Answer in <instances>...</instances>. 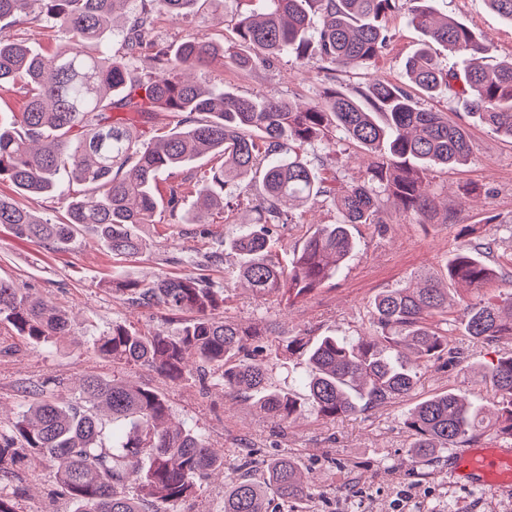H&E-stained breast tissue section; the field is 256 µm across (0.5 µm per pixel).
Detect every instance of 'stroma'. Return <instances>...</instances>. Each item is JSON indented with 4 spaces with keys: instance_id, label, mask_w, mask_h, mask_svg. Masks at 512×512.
I'll list each match as a JSON object with an SVG mask.
<instances>
[{
    "instance_id": "35a3bbf8",
    "label": "stroma",
    "mask_w": 512,
    "mask_h": 512,
    "mask_svg": "<svg viewBox=\"0 0 512 512\" xmlns=\"http://www.w3.org/2000/svg\"><path fill=\"white\" fill-rule=\"evenodd\" d=\"M433 7L454 16L490 44L494 59L512 58V23L491 10L486 0H434ZM251 8L250 0H224L223 21L218 25L211 24L212 13L207 9L178 21L162 15L156 18L151 36L172 45L186 34L198 33L231 47L237 42L239 15ZM389 27V43L365 71L346 67L330 76L319 61H299L288 55L250 71L217 62L195 71L193 78L242 96L261 94L296 103L319 99L330 86L351 89L368 76L400 82L423 35L409 24L403 9L390 18ZM10 32L43 54L66 41L62 30L44 21H25ZM420 105L463 123L473 146L465 164L438 167L431 173L436 213L423 222L411 216L398 218L383 232L359 225L355 230L358 248L346 268L291 304L276 296L256 297L231 276L237 257L227 243L255 217L246 204L229 213L210 211L202 226L176 223L167 210H159L156 224L144 231L143 254L127 260L112 257L88 232L70 249L54 252L0 226V278L52 300L73 318L71 335L55 348L34 349L14 333H0V422L15 419L23 401V384L48 377L68 381L88 374L111 378V362L94 354L89 342L112 324L145 333L167 328L165 312L136 308L112 295L106 283L118 271L150 281L164 273L181 272L180 258L193 257L196 273L233 293L232 316L271 327L274 340L283 343L296 336L371 333L373 298L422 273L443 275L452 250L468 235L497 241L488 260L501 266L502 275L482 289V298L512 291V141L469 116L453 98L424 97ZM304 152L312 161L326 158L328 173L336 175L342 186L361 179L369 161L362 150L342 140L332 146L315 142L305 146ZM59 182L62 194L22 196L19 204L43 219L57 221L67 196L87 191L65 174ZM296 216V223L280 230L279 257L286 264L317 225L336 221V211L327 201L297 210ZM453 344L465 358V370L451 371L438 364L422 376L413 392L387 406L333 420L309 408L283 429L251 402L224 389L203 386L195 377L175 385L139 366L122 370L120 376L163 393L179 418L197 428L209 445L223 450L225 466H236L247 446L265 455L295 457L309 468L313 484L312 494L298 505L300 512H512V491L491 494L450 477L455 449L440 452L432 463L410 455V437L403 425L408 411L448 390L492 406L490 387L474 371L512 351L509 336L487 344L458 332ZM0 485L9 490L23 487L15 500L17 512H68L70 507L53 468L44 464L1 478Z\"/></svg>"
}]
</instances>
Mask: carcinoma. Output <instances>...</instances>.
I'll use <instances>...</instances> for the list:
<instances>
[{
    "mask_svg": "<svg viewBox=\"0 0 512 512\" xmlns=\"http://www.w3.org/2000/svg\"><path fill=\"white\" fill-rule=\"evenodd\" d=\"M132 2L0 0V21L45 19L68 35L65 45L46 55L0 29V90L18 80L25 84L22 111L0 117V180L19 195L52 194L60 190L58 172L67 168L90 189L70 198L56 224L0 195V224L21 238L61 250L87 231L112 255L135 257L145 246L142 228L156 223L160 201L167 200L174 212L185 191L181 184L161 189V172L218 155L221 166L191 188L204 206L224 210L225 186L248 190L251 175L261 174V191L251 200L257 218L229 243L239 258L236 278L258 297L291 301L336 276L356 248L358 225L384 227L394 212L429 217L435 206L425 190L428 171L470 159L465 128L422 108L419 97L451 93L467 113L512 139V59L485 63L490 45L458 20L439 16L431 0H405L408 22L427 37L408 61L406 81L379 78L349 92L330 87L304 109L274 97L201 86L182 79V72L217 59L246 70L288 54L298 60L314 56L328 72L367 68L387 41L388 19L400 0H260L263 7L237 24L246 55L194 34L174 48L150 39L155 15L187 16L198 0H139L140 7L125 10ZM124 10V53L116 57L104 40ZM434 43L456 53V68L440 65ZM146 52L153 71L133 82L128 61ZM159 112L179 120L148 138ZM338 135L358 144L371 162L363 180L334 189L303 151L314 140ZM321 198L335 208L336 223L319 225L292 262L282 265L273 257L277 230L294 223L284 206ZM494 245L493 239L461 242L448 258L446 278L469 291L482 287L496 276L486 262ZM109 287L132 306L164 310L177 327L144 334L114 324L92 340L97 356L117 367H151L172 383L190 375L192 359L202 380L244 394L279 425L301 415L303 405L269 385L266 365L273 358L304 359L308 400L320 417L332 420L409 394L444 355L450 370L462 363L451 346L448 289L431 276L375 297L372 336H320L311 342L298 336L285 345L263 340L264 327L216 315L230 295L206 277L161 275L148 284L114 278ZM462 321L468 335L486 343L512 336V293L465 303ZM70 327L67 311L0 279V329L44 348L69 336ZM249 336L258 340L251 350ZM481 379L497 398V438L508 441L512 353L485 367ZM23 393L32 400L20 407L9 429H0V474L31 458L53 463L71 512H145L147 502L160 512L194 496L199 481L213 474L224 477V512H282L280 504L308 492L305 469L290 457L262 463L258 474L252 459L232 474L224 471V455L197 429L174 419L168 400L154 389L86 376L75 396L52 378ZM483 423V407L451 391L419 403L405 418L414 456L472 443Z\"/></svg>",
    "mask_w": 512,
    "mask_h": 512,
    "instance_id": "carcinoma-1",
    "label": "carcinoma"
}]
</instances>
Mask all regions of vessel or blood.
<instances>
[{
    "label": "vessel or blood",
    "mask_w": 512,
    "mask_h": 512,
    "mask_svg": "<svg viewBox=\"0 0 512 512\" xmlns=\"http://www.w3.org/2000/svg\"><path fill=\"white\" fill-rule=\"evenodd\" d=\"M453 477L473 486L490 489L512 488V446L477 445L453 457Z\"/></svg>",
    "instance_id": "vessel-or-blood-1"
}]
</instances>
